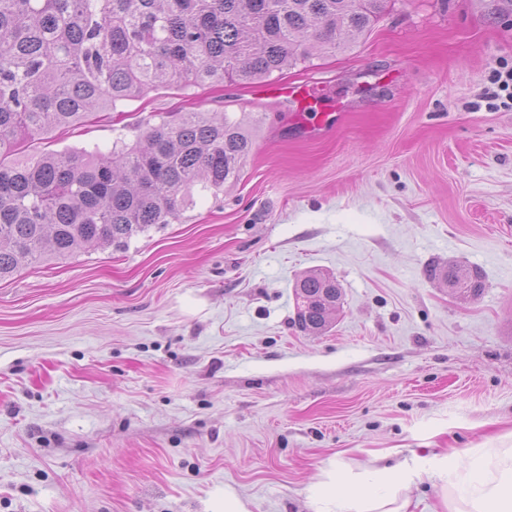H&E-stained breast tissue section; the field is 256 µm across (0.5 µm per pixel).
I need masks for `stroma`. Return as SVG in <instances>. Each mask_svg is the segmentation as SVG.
Segmentation results:
<instances>
[{"instance_id": "35a3bbf8", "label": "stroma", "mask_w": 512, "mask_h": 512, "mask_svg": "<svg viewBox=\"0 0 512 512\" xmlns=\"http://www.w3.org/2000/svg\"><path fill=\"white\" fill-rule=\"evenodd\" d=\"M512 61L505 0H387L353 50L288 71L348 111L307 136L256 85L161 87L32 142L110 151L150 115L245 120L253 149L222 194L172 223L23 266L0 281V512H312L329 464L417 465L512 446ZM475 268L474 300L434 267ZM320 268L342 301L321 334L293 323ZM490 83L496 85L497 91H493L492 96L487 98L499 99L503 97L500 93H504L507 100L512 101V63L508 61H497L496 67H493L489 74Z\"/></svg>"}]
</instances>
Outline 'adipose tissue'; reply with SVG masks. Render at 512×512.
<instances>
[{
	"instance_id": "adipose-tissue-1",
	"label": "adipose tissue",
	"mask_w": 512,
	"mask_h": 512,
	"mask_svg": "<svg viewBox=\"0 0 512 512\" xmlns=\"http://www.w3.org/2000/svg\"><path fill=\"white\" fill-rule=\"evenodd\" d=\"M442 512H512V448H467L441 457ZM413 471L365 465L328 469L310 491L314 512H409Z\"/></svg>"
}]
</instances>
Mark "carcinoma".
I'll list each match as a JSON object with an SVG mask.
<instances>
[{"instance_id": "carcinoma-1", "label": "carcinoma", "mask_w": 512, "mask_h": 512, "mask_svg": "<svg viewBox=\"0 0 512 512\" xmlns=\"http://www.w3.org/2000/svg\"><path fill=\"white\" fill-rule=\"evenodd\" d=\"M386 0H0V280L23 264L103 244L117 250L175 220L194 190L240 177L249 130L224 112H166L112 151L28 154L25 142L75 129L163 87L280 77L317 54L346 52ZM438 278L463 299L480 274ZM295 323L322 333L342 292L311 269L294 283Z\"/></svg>"}]
</instances>
